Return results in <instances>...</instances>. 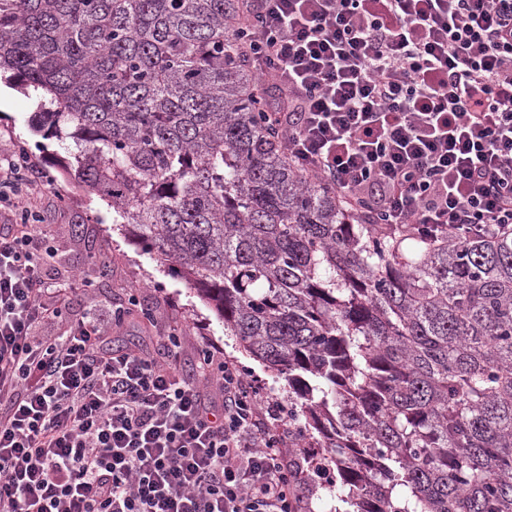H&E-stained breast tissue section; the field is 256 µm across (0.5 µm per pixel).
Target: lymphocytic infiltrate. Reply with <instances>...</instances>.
<instances>
[{"label":"lymphocytic infiltrate","mask_w":512,"mask_h":512,"mask_svg":"<svg viewBox=\"0 0 512 512\" xmlns=\"http://www.w3.org/2000/svg\"><path fill=\"white\" fill-rule=\"evenodd\" d=\"M236 40L289 161L370 222L512 234V0H245ZM39 168L0 162V208L27 213ZM31 224L0 225V512H307L288 410L215 345L210 410L176 349L106 351Z\"/></svg>","instance_id":"lymphocytic-infiltrate-1"}]
</instances>
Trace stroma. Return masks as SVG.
<instances>
[{
    "mask_svg": "<svg viewBox=\"0 0 512 512\" xmlns=\"http://www.w3.org/2000/svg\"><path fill=\"white\" fill-rule=\"evenodd\" d=\"M20 148L39 161L43 172V189L35 200L34 213L38 229L55 248L45 271L60 283L67 282L71 274H80L86 285L85 292L73 296L62 320L40 326L39 334L62 335L89 307L96 309L101 321H109L111 308L127 304L134 294L154 318L129 319L121 330L106 335L107 348L141 350L160 360L166 336L176 335L180 369L184 376L196 379L201 349L214 344L259 382L265 396L284 400V380L225 335L224 321L213 305L126 235L106 202L87 193L66 173V166L74 162L72 151L48 137L39 122L35 97L14 88L7 105L0 108V159Z\"/></svg>",
    "mask_w": 512,
    "mask_h": 512,
    "instance_id": "stroma-1",
    "label": "stroma"
}]
</instances>
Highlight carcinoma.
<instances>
[{
	"label": "carcinoma",
	"instance_id": "obj_1",
	"mask_svg": "<svg viewBox=\"0 0 512 512\" xmlns=\"http://www.w3.org/2000/svg\"><path fill=\"white\" fill-rule=\"evenodd\" d=\"M239 0H0V70L86 190L288 385L311 496L512 512V235L394 233L296 169Z\"/></svg>",
	"mask_w": 512,
	"mask_h": 512
}]
</instances>
